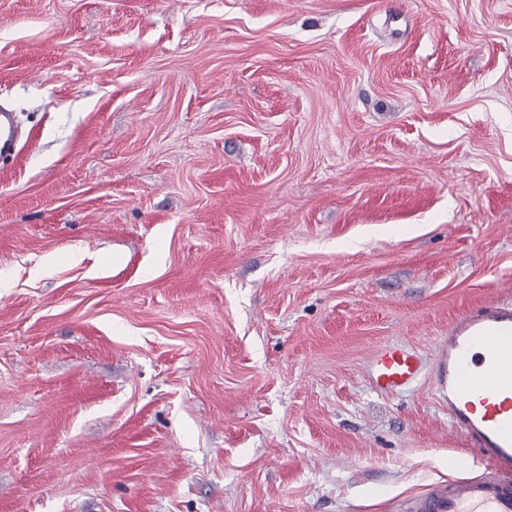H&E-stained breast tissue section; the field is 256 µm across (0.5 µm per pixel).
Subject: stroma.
<instances>
[{
  "mask_svg": "<svg viewBox=\"0 0 512 512\" xmlns=\"http://www.w3.org/2000/svg\"><path fill=\"white\" fill-rule=\"evenodd\" d=\"M0 105V512L457 478L432 366L512 303V0H0ZM424 369L419 355L398 344L380 348L370 364L374 383L383 392L405 390L421 378Z\"/></svg>",
  "mask_w": 512,
  "mask_h": 512,
  "instance_id": "1",
  "label": "stroma"
}]
</instances>
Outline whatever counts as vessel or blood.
<instances>
[{
	"instance_id": "obj_1",
	"label": "vessel or blood",
	"mask_w": 512,
	"mask_h": 512,
	"mask_svg": "<svg viewBox=\"0 0 512 512\" xmlns=\"http://www.w3.org/2000/svg\"><path fill=\"white\" fill-rule=\"evenodd\" d=\"M415 352L392 344L370 371L383 392H400L424 373ZM453 431L493 470L458 478L417 499L411 512H512V304L489 300L448 330L434 365Z\"/></svg>"
}]
</instances>
